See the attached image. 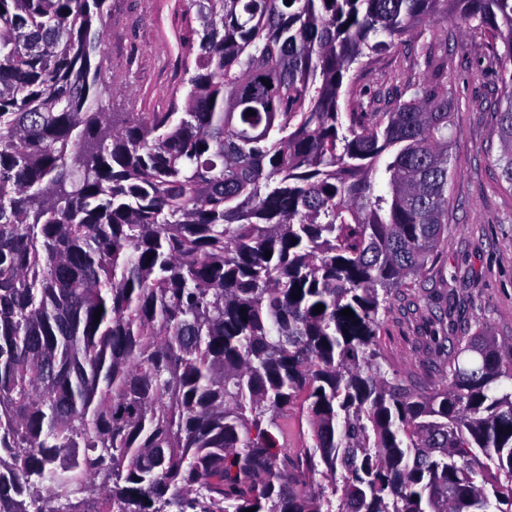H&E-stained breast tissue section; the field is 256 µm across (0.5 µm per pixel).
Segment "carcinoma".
Instances as JSON below:
<instances>
[{"mask_svg": "<svg viewBox=\"0 0 512 512\" xmlns=\"http://www.w3.org/2000/svg\"><path fill=\"white\" fill-rule=\"evenodd\" d=\"M105 3L0 0V512H512V343L451 337L428 395L376 348L448 230L431 24L512 63V0H187L165 112L102 109ZM405 42L418 74L341 111Z\"/></svg>", "mask_w": 512, "mask_h": 512, "instance_id": "1", "label": "carcinoma"}]
</instances>
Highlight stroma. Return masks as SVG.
<instances>
[{
  "label": "stroma",
  "instance_id": "obj_1",
  "mask_svg": "<svg viewBox=\"0 0 512 512\" xmlns=\"http://www.w3.org/2000/svg\"><path fill=\"white\" fill-rule=\"evenodd\" d=\"M101 53L102 105L109 112H158L183 96V34L190 27L184 0H106ZM448 33V90L455 103L452 153L456 173L448 234L434 262L395 297L377 338L385 369L415 391L432 392L448 357L439 323L449 310H467L463 335L490 329L512 343V191L498 176L497 117L505 61L494 59L483 34L442 22ZM411 50L401 45L374 59L342 101L384 93L401 72L412 73ZM120 88H112L113 75Z\"/></svg>",
  "mask_w": 512,
  "mask_h": 512
}]
</instances>
